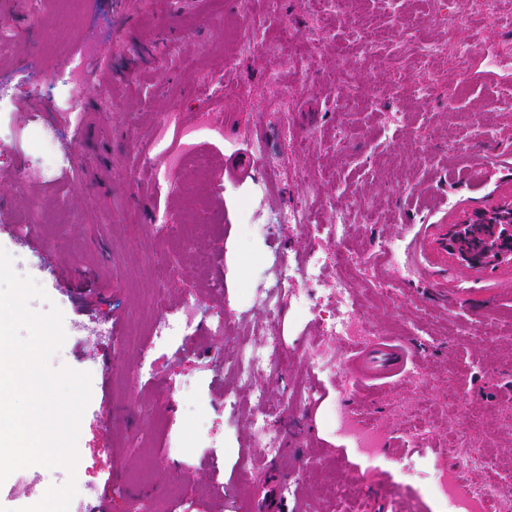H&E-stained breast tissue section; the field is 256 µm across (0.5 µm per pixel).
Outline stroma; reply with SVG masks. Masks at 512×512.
Listing matches in <instances>:
<instances>
[{"instance_id": "35a3bbf8", "label": "stroma", "mask_w": 512, "mask_h": 512, "mask_svg": "<svg viewBox=\"0 0 512 512\" xmlns=\"http://www.w3.org/2000/svg\"><path fill=\"white\" fill-rule=\"evenodd\" d=\"M254 21L255 38L276 52L242 55L240 33ZM0 23L16 31L0 67L37 59L51 70L79 55L87 36L99 41L78 121L46 109L62 95L49 84L38 95L15 85L0 112V248L45 289L32 307L64 316L51 367L91 376L69 512L101 503L131 512L145 497L157 512H256L281 479L301 486L288 512H448L427 487L460 462V418L498 468L512 470V270L447 266L419 243L431 225L512 194V0H496L491 17L459 12L454 0H340L333 11L311 0H243L235 12L226 0H32L0 11ZM468 38L478 52L449 58L447 46ZM229 67L243 92L212 96ZM204 117L224 140L198 141L175 171L184 194L156 182L151 167L133 169L138 153L166 164L182 130ZM43 124L56 127L57 152L72 156L71 178L30 171ZM259 141L281 164L277 180L261 182L258 168L225 178L226 159L254 154ZM299 201L348 221L366 329L412 345L410 377L344 397L347 366L315 367L321 324L291 303L280 370L254 378L260 402L224 367L230 337L202 327L152 348L154 316L189 302L200 318L235 309L236 340L262 347L268 261L282 251L304 258L314 245L306 230L268 217ZM159 211L179 234L154 223ZM162 259L172 263L165 280L153 273ZM117 336L141 344L122 349ZM145 356L153 372L141 378ZM301 387L316 398L299 408ZM258 412L270 415L277 448L256 447ZM345 413L388 431L373 462L337 434ZM425 424L428 441L409 445L407 434ZM368 466V481L344 482ZM56 482V469L42 466L10 476L0 505L15 512Z\"/></svg>"}]
</instances>
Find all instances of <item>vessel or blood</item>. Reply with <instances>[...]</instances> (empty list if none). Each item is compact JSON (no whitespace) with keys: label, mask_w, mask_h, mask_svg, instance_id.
<instances>
[{"label":"vessel or blood","mask_w":512,"mask_h":512,"mask_svg":"<svg viewBox=\"0 0 512 512\" xmlns=\"http://www.w3.org/2000/svg\"><path fill=\"white\" fill-rule=\"evenodd\" d=\"M411 356L408 344L380 336L354 348L348 357V368L359 389L382 387L405 373Z\"/></svg>","instance_id":"1"}]
</instances>
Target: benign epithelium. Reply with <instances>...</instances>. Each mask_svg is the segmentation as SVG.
<instances>
[{"label":"benign epithelium","instance_id":"benign-epithelium-1","mask_svg":"<svg viewBox=\"0 0 512 512\" xmlns=\"http://www.w3.org/2000/svg\"><path fill=\"white\" fill-rule=\"evenodd\" d=\"M448 257L475 271L512 267V198L448 225Z\"/></svg>","mask_w":512,"mask_h":512}]
</instances>
